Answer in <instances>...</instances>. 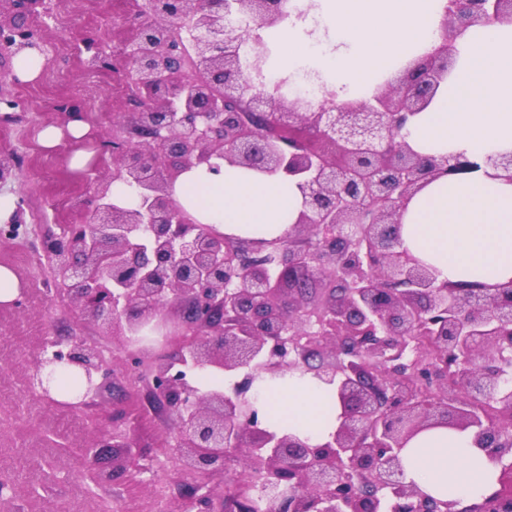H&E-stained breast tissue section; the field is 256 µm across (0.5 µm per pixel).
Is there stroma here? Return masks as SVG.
Here are the masks:
<instances>
[{
    "label": "stroma",
    "instance_id": "1",
    "mask_svg": "<svg viewBox=\"0 0 512 512\" xmlns=\"http://www.w3.org/2000/svg\"><path fill=\"white\" fill-rule=\"evenodd\" d=\"M144 0H135L130 11L121 12L115 0H34L19 7L14 0H0V25L17 27L38 42L45 55L39 79L19 81L12 57L0 53V156L12 159L15 178L6 190L17 197L21 227L30 233L27 245L0 237V265L14 270L24 285V308L0 309V466L20 473V512H83L89 501L122 508L123 512H184L177 498L185 477L174 454L162 453L171 424L147 418L129 427L142 451V471L137 475L118 471L110 481L78 480L50 459L62 449L87 442L92 433L89 414L72 413L62 424L57 408L36 401L32 419L16 418L15 400L29 389L28 378L43 337L64 338L74 334L93 337L97 329L71 313L55 293L44 257L41 237L64 224H82L87 210L82 202L92 193L95 177L112 174L111 68H89L86 43H94L105 56L126 29L135 28ZM87 113L94 136L98 163L75 171L69 168L70 143L53 151L38 142L39 131L64 120L61 105ZM79 199L72 211H56L66 196Z\"/></svg>",
    "mask_w": 512,
    "mask_h": 512
}]
</instances>
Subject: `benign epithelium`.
Returning <instances> with one entry per match:
<instances>
[{
  "label": "benign epithelium",
  "instance_id": "obj_1",
  "mask_svg": "<svg viewBox=\"0 0 512 512\" xmlns=\"http://www.w3.org/2000/svg\"><path fill=\"white\" fill-rule=\"evenodd\" d=\"M276 25L278 0H147L138 35L119 48L148 104L112 130V178L96 181L85 224L41 237L62 300L136 363L139 411L149 403L174 423L170 439L189 480L179 499L216 512L211 476L230 450L271 492L268 512H512V284L454 289L401 248L400 219L426 185L481 171L512 182V152L481 160L430 156L403 130L456 63L455 40L479 20L512 22V0H457L443 41L354 104L325 91L312 104L270 95L224 36V4ZM20 30L0 37L14 54L35 47ZM297 181L303 209L268 243L240 241L192 218L173 197L186 171L211 159ZM137 190L112 202L111 185ZM455 358L427 364L416 336ZM115 358L98 340L42 345L30 384L47 403L92 411L93 437L71 459L83 478L112 466L139 471L127 410L98 399ZM242 375L229 392L200 377ZM307 373L337 385L341 422L310 445L262 427L253 385L263 375ZM81 380L73 398L52 389ZM493 414L480 411L482 402ZM467 432L497 468L492 490L467 511L404 479L402 452L430 428Z\"/></svg>",
  "mask_w": 512,
  "mask_h": 512
}]
</instances>
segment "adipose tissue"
<instances>
[{
  "mask_svg": "<svg viewBox=\"0 0 512 512\" xmlns=\"http://www.w3.org/2000/svg\"><path fill=\"white\" fill-rule=\"evenodd\" d=\"M446 0H315L306 19L289 18L277 32L278 73L284 61L319 70L339 98L382 61L407 62L439 44ZM457 67L426 110L411 119L406 139L423 154L484 157L512 151V22L478 23L457 42ZM219 172L183 173L174 199L201 223L247 239L282 236L294 224L302 197L294 181L219 160ZM401 244L431 266L438 280L512 283V183L477 173L428 184L408 204ZM335 386L289 378L269 394L267 429L323 442L339 424ZM406 481L436 498L480 500L497 470L467 434L432 429L403 455Z\"/></svg>",
  "mask_w": 512,
  "mask_h": 512,
  "instance_id": "obj_1",
  "label": "adipose tissue"
}]
</instances>
